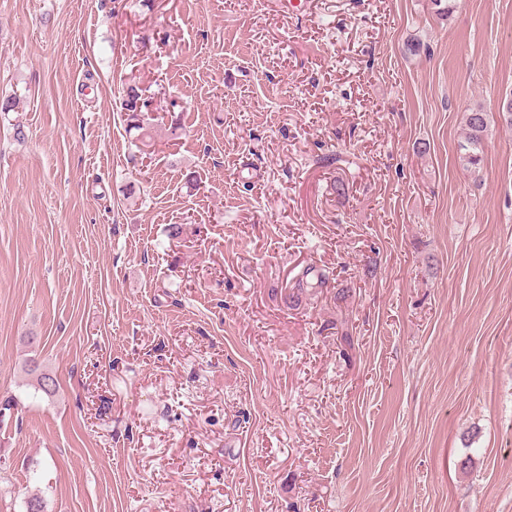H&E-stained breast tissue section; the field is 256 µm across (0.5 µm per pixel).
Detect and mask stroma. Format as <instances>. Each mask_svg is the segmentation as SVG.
I'll return each mask as SVG.
<instances>
[{
  "label": "stroma",
  "instance_id": "obj_1",
  "mask_svg": "<svg viewBox=\"0 0 512 512\" xmlns=\"http://www.w3.org/2000/svg\"><path fill=\"white\" fill-rule=\"evenodd\" d=\"M279 2L0 0V512H512V0ZM126 97H128V98L125 100V103H124L125 109L128 112H132L133 117L135 116L134 118L132 116H129V120H130L129 131H131L132 129L139 131V134L137 136L138 137L141 136L139 139H141L143 141L144 138L148 137L147 127L144 124V119L137 118V117L138 116L141 117L144 115H138V113L135 114V112H141L142 107L147 108L149 106V103L144 100V101H142L141 106H140L141 96H139V93L136 90V88H134L132 86L129 88V92L126 93ZM133 119H135V120H134V122L131 123V120H133ZM463 123V135L458 143L459 160L463 168L476 174L483 160L484 141L490 123L489 115L481 110H472L465 113ZM25 370L28 375L33 378V387L38 392H42L46 396H54L57 390V382L49 373L40 369V366L34 360H30L29 364L25 365Z\"/></svg>",
  "mask_w": 512,
  "mask_h": 512
}]
</instances>
